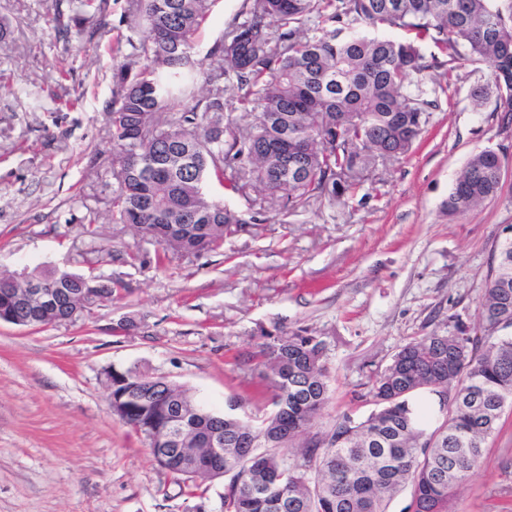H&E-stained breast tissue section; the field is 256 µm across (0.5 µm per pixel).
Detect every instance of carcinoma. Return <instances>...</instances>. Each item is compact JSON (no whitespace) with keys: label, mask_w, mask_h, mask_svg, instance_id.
<instances>
[{"label":"carcinoma","mask_w":512,"mask_h":512,"mask_svg":"<svg viewBox=\"0 0 512 512\" xmlns=\"http://www.w3.org/2000/svg\"><path fill=\"white\" fill-rule=\"evenodd\" d=\"M71 2L72 15L53 18L65 40L81 37L90 18L105 23L100 0ZM214 2L132 0L118 21L131 60L117 68L108 106L120 181L112 223L140 232L146 225L162 245L202 255L221 248L232 225L254 221L204 192L207 183L238 192L229 170L248 173L288 210L326 193L354 195L355 174L372 156L403 157L420 135L437 106L430 71L449 87L457 62L487 65L497 110L512 116V0H251L214 42L216 64L205 69L194 53ZM385 30L412 37L378 35ZM227 108L253 117L246 135L228 133ZM499 171L493 150L473 154L448 194V215L496 197ZM25 279L72 294L85 275L45 268ZM479 318L481 336L435 328L403 345L371 377L367 396L378 409L337 420L320 455L317 437L296 445L330 392L321 341L305 330L261 350L271 414L202 410L189 421L190 459L167 442L160 402L140 393L152 380L168 398L194 405L188 390L129 369L113 379L112 399H127L126 424L143 428L157 465L186 483L231 476L220 512H388L407 486L404 512H448L512 405V336L495 335L512 321V237L500 247ZM213 439L223 453L209 451ZM295 446L301 461L287 465L280 449Z\"/></svg>","instance_id":"carcinoma-1"}]
</instances>
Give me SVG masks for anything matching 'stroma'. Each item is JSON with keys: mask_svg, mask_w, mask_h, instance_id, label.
Listing matches in <instances>:
<instances>
[{"mask_svg": "<svg viewBox=\"0 0 512 512\" xmlns=\"http://www.w3.org/2000/svg\"><path fill=\"white\" fill-rule=\"evenodd\" d=\"M107 0L82 42L53 29L69 0H0V272L53 267L94 275L120 296L45 329L0 324V512H187L194 498L109 408L106 373L138 368L186 385L205 408L266 411L262 346L304 330L326 343L330 399L309 429L369 415L373 373L434 328L482 334L478 311L512 234V173L494 199L448 215L474 153L512 145L496 98L475 101L487 67L465 63L406 157L379 159L348 202L286 211L239 175L223 195L258 219L220 249L163 251L110 221L119 189L109 115L114 65L129 48ZM246 0H216L195 50L205 59ZM97 213L95 234L85 218ZM450 512H512V407Z\"/></svg>", "mask_w": 512, "mask_h": 512, "instance_id": "35a3bbf8", "label": "stroma"}]
</instances>
